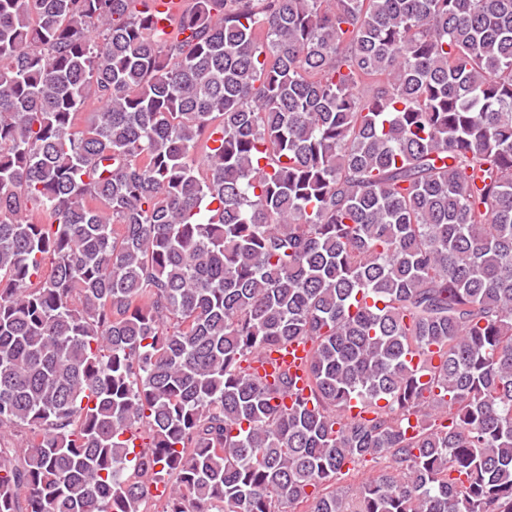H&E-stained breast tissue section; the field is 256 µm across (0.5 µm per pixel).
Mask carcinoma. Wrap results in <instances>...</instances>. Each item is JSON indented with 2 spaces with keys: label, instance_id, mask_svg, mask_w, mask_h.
I'll return each instance as SVG.
<instances>
[{
  "label": "carcinoma",
  "instance_id": "1",
  "mask_svg": "<svg viewBox=\"0 0 512 512\" xmlns=\"http://www.w3.org/2000/svg\"><path fill=\"white\" fill-rule=\"evenodd\" d=\"M160 2L0 0V512H512V0ZM310 346L308 344L291 345L285 353L272 354L277 367L288 368L291 373L302 375V366L309 355Z\"/></svg>",
  "mask_w": 512,
  "mask_h": 512
}]
</instances>
